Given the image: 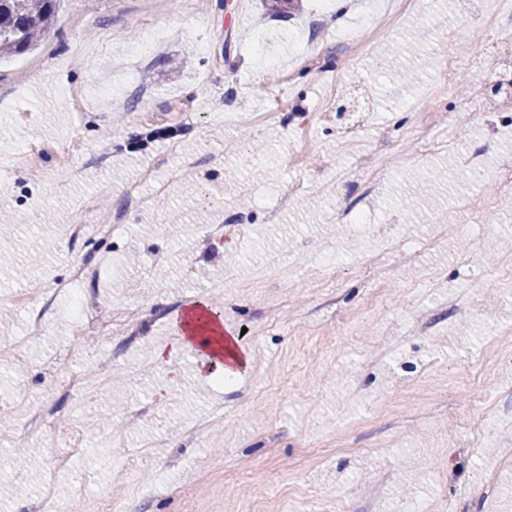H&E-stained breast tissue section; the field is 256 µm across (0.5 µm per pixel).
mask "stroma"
<instances>
[{
    "instance_id": "35a3bbf8",
    "label": "stroma",
    "mask_w": 512,
    "mask_h": 512,
    "mask_svg": "<svg viewBox=\"0 0 512 512\" xmlns=\"http://www.w3.org/2000/svg\"><path fill=\"white\" fill-rule=\"evenodd\" d=\"M493 3L431 0L427 14H399L350 55L333 31L368 19L378 0H299L288 14L267 0H60L33 50L0 59V212L14 219L18 259L42 253L25 276L0 270V314L12 319L0 341L25 328L12 294L48 287L88 252L71 239L70 221L95 223L98 211L122 203L142 170L166 182V205L182 214L170 224L163 207L131 213L119 253L79 289L84 304L109 303L124 314L139 303L140 342L115 363L90 343L79 368L92 382L120 372L125 404L154 409L151 420L115 439L114 453L92 444L75 460V469L95 475L87 497L130 486L127 512H183L182 499L164 492L176 485L198 512H250L263 487L270 512H302L316 492L340 495L345 512H364V489L378 485L381 512H512V472L501 474L490 498L475 482L512 448V421L475 445L448 429L475 399L501 406V386L512 379V277L501 275L512 263V192L485 175L512 162V126H469V113L495 105L473 99L466 70L449 77L443 98L425 99L446 50L475 54L483 45L482 27L464 23L463 13ZM152 19L166 35L138 53ZM255 45L276 64L277 82L257 78ZM325 83L336 85L340 105L351 88L366 90L371 115L352 142L337 140L338 116L324 125L311 119ZM423 124L455 134L447 149L422 159L410 131ZM168 126L178 128L176 137L130 151L138 135ZM376 148L388 177L364 202L354 170ZM253 151L259 164L248 161ZM463 153L478 155L485 171L460 170ZM325 161L350 169L347 181L328 178L323 194L304 195L268 223L275 187L308 180ZM246 181L255 189L249 202L239 193ZM361 204L379 235L330 222L332 212ZM212 224L237 230L211 240L204 231ZM437 228L461 251L476 252L477 269L428 246ZM396 243L411 262L392 253ZM373 249L387 250L397 280L383 283V300L368 313L373 283L359 263ZM315 250L335 256L332 277L309 268ZM158 251L168 260L156 267ZM288 260L303 268L302 280L218 291L229 269L248 280L257 267ZM188 262L197 270L190 281L181 274ZM474 271L492 282L499 312L468 292ZM330 290L354 316L353 331L317 313V292ZM452 290L462 295L457 313L439 312ZM199 299L241 334L248 364L233 387L199 375L192 352L167 364L154 358L174 339V316ZM411 299L438 318L428 335L392 350ZM49 320V335L28 348L25 364L0 362V397L23 382L34 398L52 397L51 357L75 338L71 299H60ZM204 416V439L181 438ZM15 428L0 424V484L17 489L0 497V512H37L40 485L15 452ZM314 437L324 446L313 456L302 443Z\"/></svg>"
}]
</instances>
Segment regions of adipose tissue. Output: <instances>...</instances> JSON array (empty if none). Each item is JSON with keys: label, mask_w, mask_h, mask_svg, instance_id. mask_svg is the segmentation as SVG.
Masks as SVG:
<instances>
[{"label": "adipose tissue", "mask_w": 512, "mask_h": 512, "mask_svg": "<svg viewBox=\"0 0 512 512\" xmlns=\"http://www.w3.org/2000/svg\"><path fill=\"white\" fill-rule=\"evenodd\" d=\"M222 318L217 310L204 301L192 303L183 326L170 349L159 351L158 361L165 362L184 350L195 353L199 371L212 378L236 374L247 358L236 338L224 337L218 330Z\"/></svg>", "instance_id": "1"}]
</instances>
